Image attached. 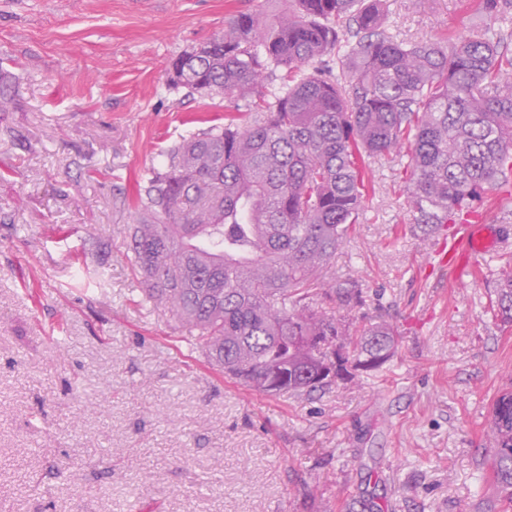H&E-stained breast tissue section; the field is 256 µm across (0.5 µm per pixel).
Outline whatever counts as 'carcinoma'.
Returning a JSON list of instances; mask_svg holds the SVG:
<instances>
[{
    "instance_id": "carcinoma-1",
    "label": "carcinoma",
    "mask_w": 512,
    "mask_h": 512,
    "mask_svg": "<svg viewBox=\"0 0 512 512\" xmlns=\"http://www.w3.org/2000/svg\"><path fill=\"white\" fill-rule=\"evenodd\" d=\"M277 15L239 13L224 34L179 56L188 95L263 101L251 125H224L170 146L141 179L127 257L147 300L172 314L209 361L250 389L295 396L331 389L347 365L376 372L394 327L352 330V279L328 276L362 216L365 159L404 153L414 224H454L512 183V58L494 32L461 28L448 44L403 43L383 0H287ZM337 54L341 74L319 63ZM286 82L263 91L266 75ZM492 309L512 325V270ZM490 467L512 507V392L489 426Z\"/></svg>"
}]
</instances>
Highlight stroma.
I'll return each instance as SVG.
<instances>
[{
    "mask_svg": "<svg viewBox=\"0 0 512 512\" xmlns=\"http://www.w3.org/2000/svg\"><path fill=\"white\" fill-rule=\"evenodd\" d=\"M282 0H0V512H500L487 436L512 390V327L490 301L512 194L474 203L502 248L458 280L413 230L398 157L370 158L365 212L331 275L351 328L386 320L394 356L309 396L225 377L143 302L125 249L138 180L181 136L255 116L187 96L171 64ZM483 0H388L409 43L482 32Z\"/></svg>",
    "mask_w": 512,
    "mask_h": 512,
    "instance_id": "obj_1",
    "label": "stroma"
}]
</instances>
